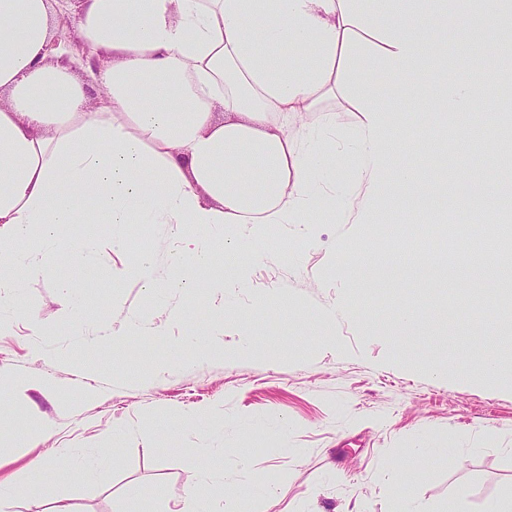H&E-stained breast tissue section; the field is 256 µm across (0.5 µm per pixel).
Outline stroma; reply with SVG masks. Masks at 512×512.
<instances>
[{"mask_svg":"<svg viewBox=\"0 0 512 512\" xmlns=\"http://www.w3.org/2000/svg\"><path fill=\"white\" fill-rule=\"evenodd\" d=\"M399 226L314 224L299 238L274 228L261 264L232 255L247 287L224 291L168 287L176 237L207 248L221 234L191 225L131 224L129 246L109 257L82 255L68 286L85 301L86 327L61 325L64 310L55 252L22 277L20 311H0V370L29 382L24 397L0 407V426L44 429L47 447L116 444L96 481L65 482L74 512H166L197 472V448L224 451V488L243 480L261 488L251 512H395L391 471L413 470L409 491L425 512H442L464 490L461 512H488L512 494V383L483 379L486 357L512 364V294L497 287L512 255L497 265L467 260L465 276L426 277L421 263L397 277ZM164 292L143 336L98 335L120 327L145 299L141 255ZM349 305L333 329L320 308ZM413 305L409 336L388 330L395 305ZM186 324L169 320L172 307ZM492 307L505 335L473 348L471 336ZM434 323H427L428 313ZM223 320V334L207 331ZM287 424L288 439L275 434ZM429 455L412 458L415 448ZM255 461L251 474L240 453Z\"/></svg>","mask_w":512,"mask_h":512,"instance_id":"stroma-1","label":"stroma"}]
</instances>
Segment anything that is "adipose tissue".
<instances>
[{
    "instance_id": "adipose-tissue-1",
    "label": "adipose tissue",
    "mask_w": 512,
    "mask_h": 512,
    "mask_svg": "<svg viewBox=\"0 0 512 512\" xmlns=\"http://www.w3.org/2000/svg\"><path fill=\"white\" fill-rule=\"evenodd\" d=\"M81 44L107 59L98 90L62 61L56 0H0V288L15 268L36 274L11 242L57 246L59 268L81 245H57L78 203L112 226L381 224L415 171L430 178L415 200L483 223L512 222V190L494 179L434 177L432 145L471 136L427 121L413 165L392 135L407 113L384 88H402L419 112L466 115L512 85V0H73ZM354 161L347 181L336 155ZM43 434L0 443L29 458L30 474L0 481V512L17 501L72 512L62 481L94 479L116 450L78 465ZM197 476L175 512H211L219 448H199Z\"/></svg>"
}]
</instances>
